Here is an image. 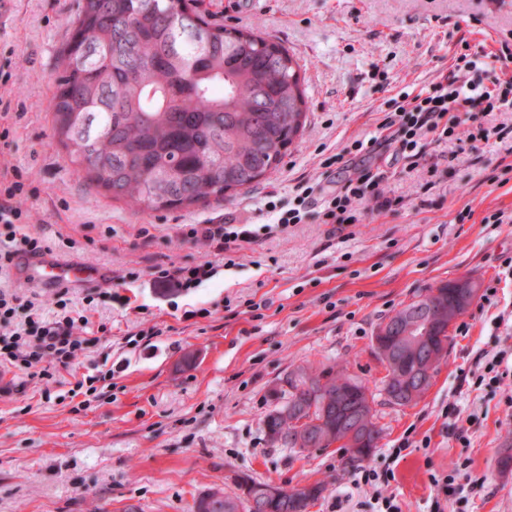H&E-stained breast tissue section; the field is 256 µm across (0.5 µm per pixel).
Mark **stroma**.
<instances>
[{
    "label": "stroma",
    "mask_w": 512,
    "mask_h": 512,
    "mask_svg": "<svg viewBox=\"0 0 512 512\" xmlns=\"http://www.w3.org/2000/svg\"><path fill=\"white\" fill-rule=\"evenodd\" d=\"M210 21L260 31L302 67L308 119L271 173L250 189L188 210L138 212L89 186L53 135L51 107L57 63L78 0H10L0 13V65L12 79L0 93L13 100V148L5 162L19 169L36 196L24 201L31 230L51 255L117 276L139 270L126 293L135 309L99 305L94 323L110 332L75 361L72 376L24 395L0 399V512H193L199 494H236L235 479L284 486L316 482L325 489L310 512H372L374 491L356 487L362 466L392 468L384 494L402 512H431V474L447 473L458 456L484 479L480 497L446 512H512V472H499L501 449L512 448V377L500 387L460 384L468 352L495 351L512 332V181L497 182L503 143L465 156L429 193L423 209L407 205L329 236L319 217L274 232L244 251L241 265L221 269L204 286L185 290L156 277V266L194 263L206 251L181 241L176 225L225 219L269 223L268 192L290 199L300 178L321 195L337 192L364 166L388 172L390 186L410 196L422 168L386 149L325 171V155L350 140L376 135L385 102L436 80L466 50L494 52L512 31V0H196ZM472 216L459 221L458 214ZM477 278L496 291L494 305L476 299L449 328L448 354L416 406L377 400L382 429L366 462L337 449L299 454L272 446L263 417L276 401L279 378L306 364L341 365L369 387L385 371L371 336L377 324L427 288ZM204 316L183 321V310ZM158 326L148 351L127 344L137 325ZM122 363L111 381L69 397L76 376L103 362ZM477 414L468 448L456 442L445 408ZM429 438L400 458L391 450L406 429Z\"/></svg>",
    "instance_id": "1"
}]
</instances>
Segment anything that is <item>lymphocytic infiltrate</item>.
Segmentation results:
<instances>
[{
    "label": "lymphocytic infiltrate",
    "mask_w": 512,
    "mask_h": 512,
    "mask_svg": "<svg viewBox=\"0 0 512 512\" xmlns=\"http://www.w3.org/2000/svg\"><path fill=\"white\" fill-rule=\"evenodd\" d=\"M503 110L512 111V77H489L480 53H468L460 64L417 94L391 98L376 136L353 140L343 152L326 158L322 166L329 169L342 163L345 156L371 154L392 145L398 153L426 161L428 178L423 188L428 191L465 153L466 143L503 139L504 127L486 122L491 113ZM432 142L447 144L448 152L429 155L427 147ZM386 180L380 169H361L337 193L324 199L319 213L322 223L341 233L361 223L364 216L403 207L404 197L387 190ZM293 193V204L279 199L266 203L276 229L286 230L310 217L314 185L298 181ZM34 194L17 170L0 168V274L9 271L16 257L46 250L41 236L24 229L31 215L22 202ZM178 234L182 240L205 246L222 257L218 263L204 260L157 268L159 279L186 289L214 279L220 266H234L239 250L260 239V230L253 224H186ZM104 296L123 308L131 303L129 296L98 287L86 289L77 301L65 285L58 286L46 303L38 292L24 299L15 289L0 285V373L10 376L8 382L0 384V398L24 393L28 384L53 379L56 373L69 369L90 343L84 331L90 313L97 310ZM504 365L512 366L511 343L493 354L477 351L472 368L462 371L461 382L474 390L500 384Z\"/></svg>",
    "instance_id": "1"
}]
</instances>
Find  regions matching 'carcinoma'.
<instances>
[{"mask_svg":"<svg viewBox=\"0 0 512 512\" xmlns=\"http://www.w3.org/2000/svg\"><path fill=\"white\" fill-rule=\"evenodd\" d=\"M79 0L69 42L58 64L52 120L59 143L86 181L143 212L190 209L246 189L274 169L303 130L307 101L299 66L288 49L250 30L208 21L194 0ZM453 300L429 288L387 317L390 323L424 311L448 314ZM371 336L384 367L386 403L411 405L400 394L419 385L413 367L401 371ZM273 389L279 407L267 413L268 441L299 452L323 450L345 436L339 410L363 409L355 437L343 445L359 461L377 448L381 428L363 380L342 370L299 368ZM314 424L297 432L295 421ZM248 492L224 495L219 507L195 512H308L320 483L258 496L263 483L241 476Z\"/></svg>","mask_w":512,"mask_h":512,"instance_id":"1","label":"carcinoma"}]
</instances>
